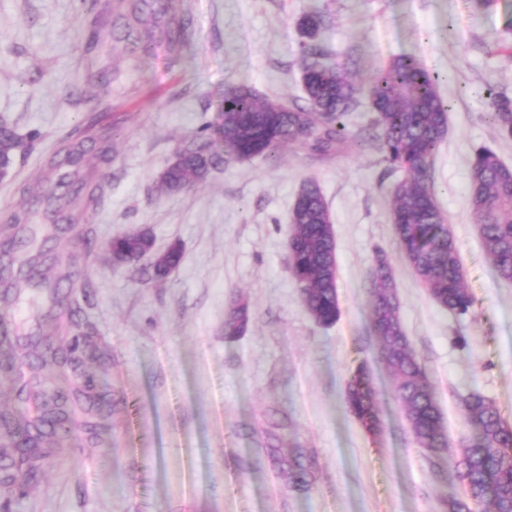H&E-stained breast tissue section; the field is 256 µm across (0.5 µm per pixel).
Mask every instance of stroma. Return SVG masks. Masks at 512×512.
I'll return each instance as SVG.
<instances>
[{
    "mask_svg": "<svg viewBox=\"0 0 512 512\" xmlns=\"http://www.w3.org/2000/svg\"><path fill=\"white\" fill-rule=\"evenodd\" d=\"M130 0H112L99 47L86 51L91 17L83 0H0V118L33 138L0 182V238L23 243L0 259V319L11 336L56 344L67 309L50 291L13 272L38 252L30 227L8 216L31 191L44 208L67 203L46 178L64 136L97 116L112 126L104 203L77 232L60 233L52 260L81 256L73 293L94 327L104 361L68 372L64 387L93 378L103 448L86 433L58 443L37 478L10 498L9 512H446L463 489L448 463L470 436L462 400L485 395L512 425V285L485 256L468 204L478 147L512 165L488 93L512 97V59L500 41L512 26V0H180L191 22L180 53L164 41L142 51L124 38ZM320 10L317 44L366 82L390 59L412 53L440 77L449 101L448 134L434 159L433 186L449 219L475 304L460 317L439 307L402 259L390 220L389 170L367 101L348 120L351 138L319 156L293 143L275 155L229 160L194 188L159 189V177L185 143L214 137L225 87L245 82L291 102L302 95L298 19ZM315 178L336 239L339 320L317 324L288 268L290 210L301 182ZM144 229L157 247L179 242L168 277L113 265L112 237ZM390 260L405 332L433 388L448 451L415 443L379 356L369 322V271L377 252ZM247 303L245 332L224 335V311ZM367 363L380 397L382 430L368 433L345 405L347 382ZM299 448L314 481L295 490L268 456L266 433Z\"/></svg>",
    "mask_w": 512,
    "mask_h": 512,
    "instance_id": "stroma-1",
    "label": "stroma"
}]
</instances>
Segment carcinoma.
Masks as SVG:
<instances>
[{
	"label": "carcinoma",
	"instance_id": "carcinoma-1",
	"mask_svg": "<svg viewBox=\"0 0 512 512\" xmlns=\"http://www.w3.org/2000/svg\"><path fill=\"white\" fill-rule=\"evenodd\" d=\"M154 13L168 17L164 41L177 51L184 43L187 23L180 17L177 0H163ZM324 26V15L311 12L298 23L302 38V100L291 104L260 95L246 84L224 91L219 134L222 149L210 140L193 141L180 162L164 170L161 188L180 191L204 179L228 157L247 161L271 155L287 144L301 143L319 154H333L349 140L348 116L367 95L374 113L373 126L380 130L383 160L391 169L404 172L392 191L390 220L400 253L427 288L432 300L458 316L472 312L475 299L465 285V275L454 233L441 211L432 170L439 145L448 133L449 104L439 90V76L430 73L412 54L392 59L378 69L364 86L354 82L348 69L330 61L317 50L314 38ZM488 106L500 133L512 137V99L488 95ZM84 130L77 127L66 136L62 152L52 160V170L71 168L86 175L71 180L69 198L76 211L46 212L52 224L80 220L88 207L104 201L100 167L111 162L110 136L100 137L97 149L85 148ZM32 142L19 136L13 125L0 118V154L14 161L29 152ZM486 257L497 276L512 283V167L488 147L476 149L470 168L468 192ZM291 237L288 239V272L298 288L309 315L322 326L340 316L337 297L336 244L331 212L318 182L304 179L291 207ZM117 265L141 261L137 241L119 235L112 239ZM372 330L383 359L392 371L395 397L418 447L431 455L448 448L442 415L431 384L405 334L392 267L377 255L369 271ZM249 322L244 302L224 313V335H241ZM72 346L65 363L76 369L82 357L95 356L99 345L95 330L81 316L78 300L72 301L66 330ZM46 374L38 380L17 381L16 399L33 400L38 415L20 424L10 412H0V451L9 465L0 468V488L15 483L13 472L22 470L33 478L48 454L47 431L69 435L67 425L89 414L98 401L88 390L69 395L44 387ZM345 402L366 431L381 429L377 392L365 362H360L348 382ZM466 418L477 434L462 441L451 457L466 495L450 502L449 512H473L475 505H491V512H512V426L484 396L471 392L463 401ZM295 484H306L301 456L282 461Z\"/></svg>",
	"mask_w": 512,
	"mask_h": 512
}]
</instances>
